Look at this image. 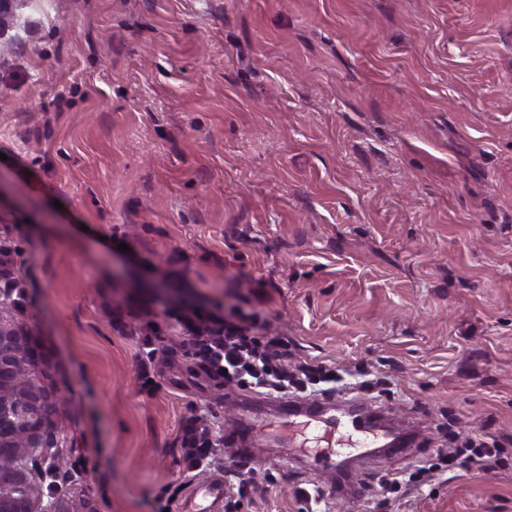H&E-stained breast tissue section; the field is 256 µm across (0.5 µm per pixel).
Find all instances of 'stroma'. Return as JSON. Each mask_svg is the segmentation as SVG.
<instances>
[{"instance_id": "35a3bbf8", "label": "stroma", "mask_w": 512, "mask_h": 512, "mask_svg": "<svg viewBox=\"0 0 512 512\" xmlns=\"http://www.w3.org/2000/svg\"><path fill=\"white\" fill-rule=\"evenodd\" d=\"M0 240L62 400L40 487L153 512L183 419L246 393L173 330L145 378L143 312L220 303L416 432L262 442L240 512H512V0H13ZM471 434L500 467L438 460Z\"/></svg>"}]
</instances>
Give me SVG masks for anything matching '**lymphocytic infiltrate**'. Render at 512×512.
<instances>
[{"label": "lymphocytic infiltrate", "instance_id": "1", "mask_svg": "<svg viewBox=\"0 0 512 512\" xmlns=\"http://www.w3.org/2000/svg\"><path fill=\"white\" fill-rule=\"evenodd\" d=\"M167 315L180 325L181 344L196 366L224 383L284 396L317 382L336 379L335 372L330 370L308 365L289 367L287 338L258 334L257 313L238 307L226 313L206 308L186 312L174 307L168 309ZM178 441L185 479L210 469L220 441L198 417L189 416L182 421Z\"/></svg>", "mask_w": 512, "mask_h": 512}]
</instances>
